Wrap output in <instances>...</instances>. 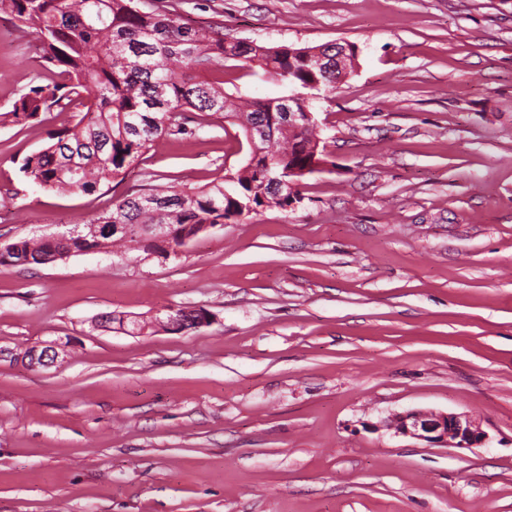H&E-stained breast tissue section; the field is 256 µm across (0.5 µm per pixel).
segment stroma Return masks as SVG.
<instances>
[{
    "instance_id": "obj_1",
    "label": "stroma",
    "mask_w": 512,
    "mask_h": 512,
    "mask_svg": "<svg viewBox=\"0 0 512 512\" xmlns=\"http://www.w3.org/2000/svg\"><path fill=\"white\" fill-rule=\"evenodd\" d=\"M267 45L357 46L314 100L330 164L301 202L166 259L0 267V512H512V0H175ZM0 19V113L55 76ZM71 115L0 125V242L65 234L141 186H201L247 145L214 119L98 195L20 171ZM186 332L106 331L171 307ZM63 344L56 366L17 353ZM476 417L479 448L382 425Z\"/></svg>"
}]
</instances>
